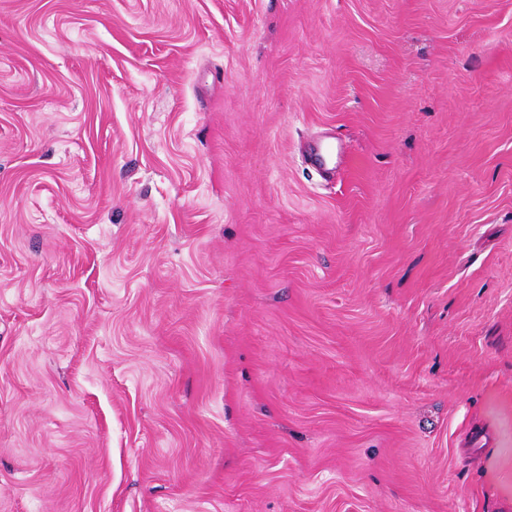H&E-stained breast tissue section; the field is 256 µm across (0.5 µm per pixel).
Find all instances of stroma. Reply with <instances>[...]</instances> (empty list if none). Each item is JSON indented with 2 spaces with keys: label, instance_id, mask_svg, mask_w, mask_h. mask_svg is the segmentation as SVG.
I'll use <instances>...</instances> for the list:
<instances>
[{
  "label": "stroma",
  "instance_id": "1",
  "mask_svg": "<svg viewBox=\"0 0 512 512\" xmlns=\"http://www.w3.org/2000/svg\"><path fill=\"white\" fill-rule=\"evenodd\" d=\"M0 512H512V0H0Z\"/></svg>",
  "mask_w": 512,
  "mask_h": 512
}]
</instances>
